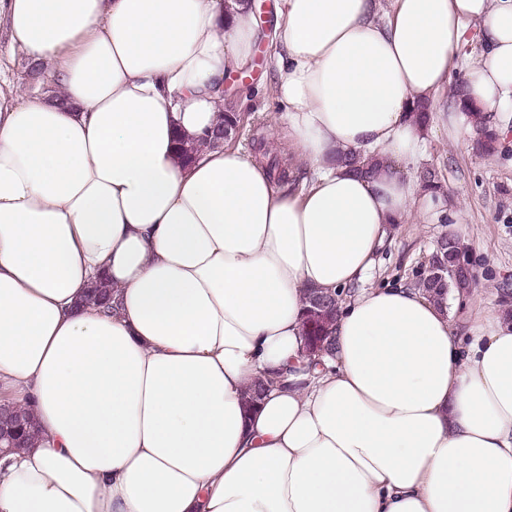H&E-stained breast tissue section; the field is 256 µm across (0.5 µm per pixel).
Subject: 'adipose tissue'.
<instances>
[{
  "mask_svg": "<svg viewBox=\"0 0 512 512\" xmlns=\"http://www.w3.org/2000/svg\"><path fill=\"white\" fill-rule=\"evenodd\" d=\"M472 27L437 118L468 133L470 106L512 112V0H278V126L315 169L287 193L239 149L177 150L252 58L247 0H0L59 94L0 89V397L41 430L0 457V512H512V319L465 338L421 290L362 285L441 207L414 109ZM310 289L339 296L316 366Z\"/></svg>",
  "mask_w": 512,
  "mask_h": 512,
  "instance_id": "obj_1",
  "label": "adipose tissue"
}]
</instances>
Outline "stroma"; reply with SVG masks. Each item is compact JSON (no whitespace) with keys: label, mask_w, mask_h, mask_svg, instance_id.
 <instances>
[{"label":"stroma","mask_w":512,"mask_h":512,"mask_svg":"<svg viewBox=\"0 0 512 512\" xmlns=\"http://www.w3.org/2000/svg\"><path fill=\"white\" fill-rule=\"evenodd\" d=\"M278 51L276 42L264 38L257 44L248 72L234 97L244 118L237 145L257 156L256 139L284 154L282 136L276 127L281 111L273 96L271 68ZM28 58L20 49L0 40V80L6 85L36 95L40 88L27 75ZM495 121L502 139L492 156L472 149V136L454 137L433 132L427 139L424 165L436 167L447 187L448 213L424 223L409 218L390 230L368 279L371 285L413 286L427 264L434 241L465 225V242L479 278V303L449 301L448 311L461 335H469L477 311L499 310L504 294L512 295V112H498Z\"/></svg>","instance_id":"obj_1"}]
</instances>
